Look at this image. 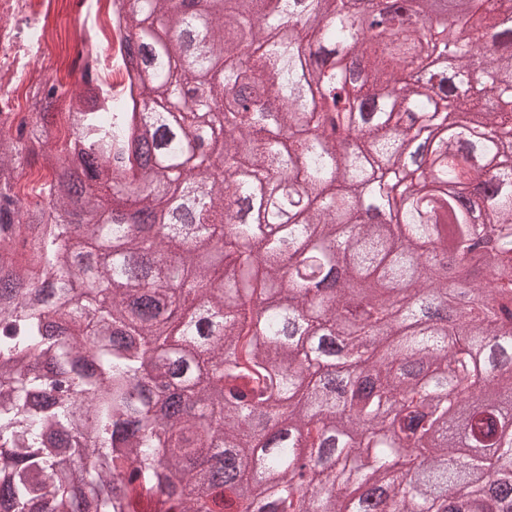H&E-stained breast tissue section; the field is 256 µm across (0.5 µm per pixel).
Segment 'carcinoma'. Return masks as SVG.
<instances>
[{
    "label": "carcinoma",
    "instance_id": "carcinoma-1",
    "mask_svg": "<svg viewBox=\"0 0 512 512\" xmlns=\"http://www.w3.org/2000/svg\"><path fill=\"white\" fill-rule=\"evenodd\" d=\"M135 0L140 111L0 130V502L14 512H498L512 474V17L453 0ZM376 19L358 78L337 49ZM457 58L404 73L410 56ZM478 118L488 136L470 147ZM223 159V177L206 162ZM278 178L281 208L236 207ZM495 281L491 295L483 283ZM340 338L362 378L332 370ZM171 380L193 413L160 417ZM222 379L215 397L210 379ZM224 480L194 493L198 458ZM309 475L312 489H300ZM43 172L44 170L40 168L39 163L27 166L23 172V175L18 178V184L14 188L15 193L25 202H38L36 199L38 197L34 192V188L38 186L41 180V174ZM51 178L52 174L50 172L45 171L43 182L46 180H48L49 182Z\"/></svg>",
    "mask_w": 512,
    "mask_h": 512
}]
</instances>
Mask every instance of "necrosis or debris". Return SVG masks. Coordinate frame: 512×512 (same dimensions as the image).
Listing matches in <instances>:
<instances>
[{
	"label": "necrosis or debris",
	"instance_id": "1",
	"mask_svg": "<svg viewBox=\"0 0 512 512\" xmlns=\"http://www.w3.org/2000/svg\"><path fill=\"white\" fill-rule=\"evenodd\" d=\"M71 55L57 50L56 0H0V124L28 123L34 87L55 88L53 107L67 123L75 100L112 95L125 111L139 109L138 84L122 51L127 0H77Z\"/></svg>",
	"mask_w": 512,
	"mask_h": 512
}]
</instances>
